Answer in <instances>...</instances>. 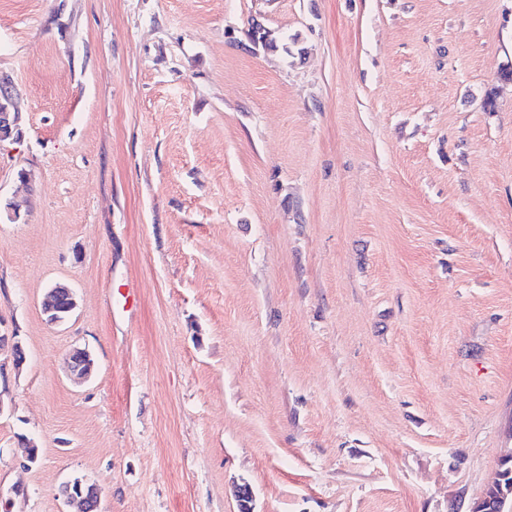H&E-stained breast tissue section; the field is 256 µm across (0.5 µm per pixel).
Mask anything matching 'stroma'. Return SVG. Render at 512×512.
I'll use <instances>...</instances> for the list:
<instances>
[{
    "label": "stroma",
    "mask_w": 512,
    "mask_h": 512,
    "mask_svg": "<svg viewBox=\"0 0 512 512\" xmlns=\"http://www.w3.org/2000/svg\"><path fill=\"white\" fill-rule=\"evenodd\" d=\"M508 67L512 0H0V507L470 512L512 452ZM21 111L9 75L0 74V142L20 132ZM60 292H65L68 296V300L70 302V304L68 305V312L64 311L65 310L63 307L65 304L64 301H61L58 303V308H57L58 311H55V308L53 307V304H54L53 296L57 295ZM41 306H42V311L45 315L55 311L53 314L48 315V317L58 316V318H60V319L67 320L69 317V312L74 311L76 309L77 301H76L75 294L70 289V287H68L67 285H64V284H56L55 286H53L51 289H49L47 291V293L45 294V296L42 300ZM60 319L51 318L50 322L51 323L64 322V320H60Z\"/></svg>",
    "instance_id": "35a3bbf8"
}]
</instances>
